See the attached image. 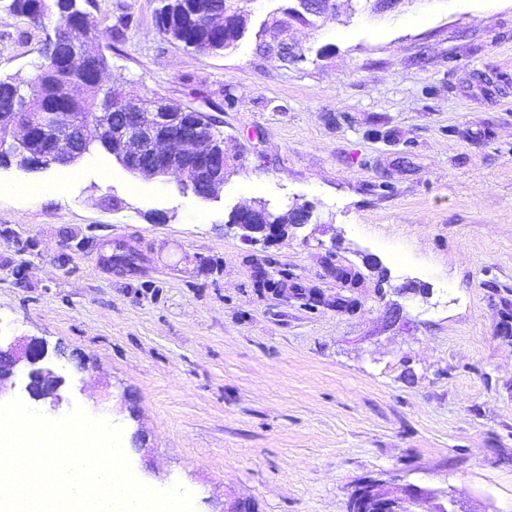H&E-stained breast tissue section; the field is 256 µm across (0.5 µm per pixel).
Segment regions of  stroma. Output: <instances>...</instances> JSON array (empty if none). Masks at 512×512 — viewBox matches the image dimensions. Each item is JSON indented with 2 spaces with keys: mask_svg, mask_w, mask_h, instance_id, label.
I'll use <instances>...</instances> for the list:
<instances>
[{
  "mask_svg": "<svg viewBox=\"0 0 512 512\" xmlns=\"http://www.w3.org/2000/svg\"><path fill=\"white\" fill-rule=\"evenodd\" d=\"M331 4L245 0L235 46L202 55L158 31V0H94L99 30L134 19L115 96L236 97L230 173L204 200L101 149L0 168V334L62 346V401L36 410L120 426L134 476L196 512H348L387 476L428 512H512V0ZM56 23L1 8L0 76L25 79ZM260 198L312 217L272 244L225 230ZM119 246L136 270L105 263Z\"/></svg>",
  "mask_w": 512,
  "mask_h": 512,
  "instance_id": "35a3bbf8",
  "label": "stroma"
}]
</instances>
